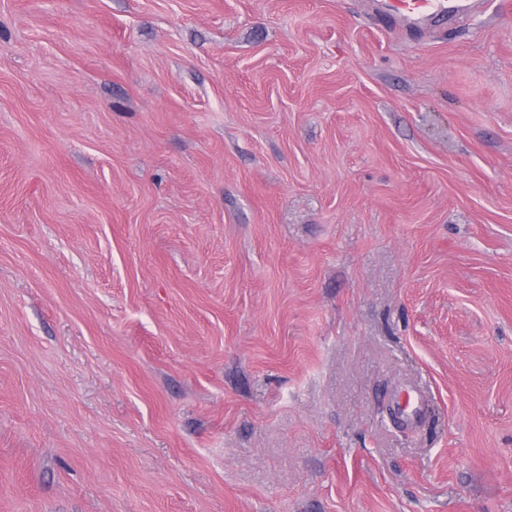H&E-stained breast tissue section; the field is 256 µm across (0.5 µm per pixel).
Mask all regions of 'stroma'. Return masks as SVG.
I'll return each instance as SVG.
<instances>
[{
    "label": "stroma",
    "instance_id": "1",
    "mask_svg": "<svg viewBox=\"0 0 512 512\" xmlns=\"http://www.w3.org/2000/svg\"><path fill=\"white\" fill-rule=\"evenodd\" d=\"M499 2L0 0V512H512ZM484 0H376L374 10L387 23L410 32L446 30L459 18L473 14Z\"/></svg>",
    "mask_w": 512,
    "mask_h": 512
}]
</instances>
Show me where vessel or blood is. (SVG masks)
Here are the masks:
<instances>
[{"instance_id": "vessel-or-blood-1", "label": "vessel or blood", "mask_w": 512, "mask_h": 512, "mask_svg": "<svg viewBox=\"0 0 512 512\" xmlns=\"http://www.w3.org/2000/svg\"><path fill=\"white\" fill-rule=\"evenodd\" d=\"M484 0H375L374 9L387 23L410 32L446 30L459 18L479 10Z\"/></svg>"}]
</instances>
